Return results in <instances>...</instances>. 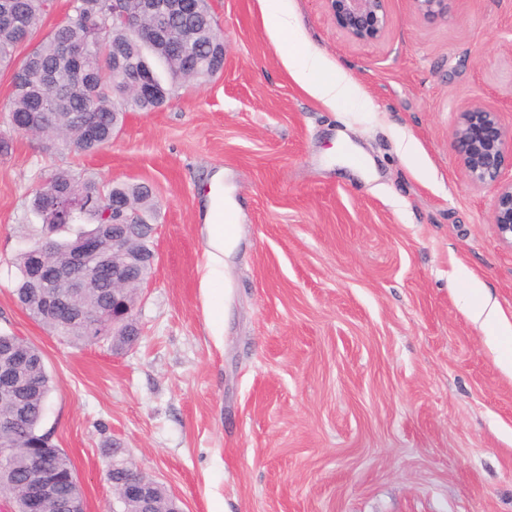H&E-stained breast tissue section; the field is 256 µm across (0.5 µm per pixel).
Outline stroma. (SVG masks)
I'll return each mask as SVG.
<instances>
[{
    "mask_svg": "<svg viewBox=\"0 0 512 512\" xmlns=\"http://www.w3.org/2000/svg\"><path fill=\"white\" fill-rule=\"evenodd\" d=\"M224 69L130 112L96 153L12 130L0 70V333L52 378L44 429L70 458L85 512H112L111 459L183 512H512V374L468 318L457 278L512 323V246L452 147L473 98L512 129V0H448L426 17L388 0L373 43L326 0H211ZM341 69L324 104L290 73L265 13ZM58 169L149 183L156 261L132 348L73 345L17 303L14 259ZM223 173L240 240L209 288L204 207ZM133 473L141 481H144L152 486V508L154 512H174L176 509L180 508V506L177 503V500L162 485L153 481L149 477L143 475L142 473L136 470H133Z\"/></svg>",
    "mask_w": 512,
    "mask_h": 512,
    "instance_id": "obj_1",
    "label": "stroma"
}]
</instances>
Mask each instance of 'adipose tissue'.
<instances>
[{
  "mask_svg": "<svg viewBox=\"0 0 512 512\" xmlns=\"http://www.w3.org/2000/svg\"><path fill=\"white\" fill-rule=\"evenodd\" d=\"M266 26L283 39L284 58L295 80L325 104L333 105L345 99L349 84L342 71H327L318 52L298 51L293 36L298 25L289 14L278 10L268 11ZM235 204L232 198L211 201L205 214L211 265L207 280L209 284L220 285L224 279V258L230 255L236 245L238 226L232 218ZM466 310L471 320L481 328L489 330L491 342L512 335V324L503 320L495 304L491 303L485 286L476 280L470 281Z\"/></svg>",
  "mask_w": 512,
  "mask_h": 512,
  "instance_id": "adipose-tissue-1",
  "label": "adipose tissue"
}]
</instances>
